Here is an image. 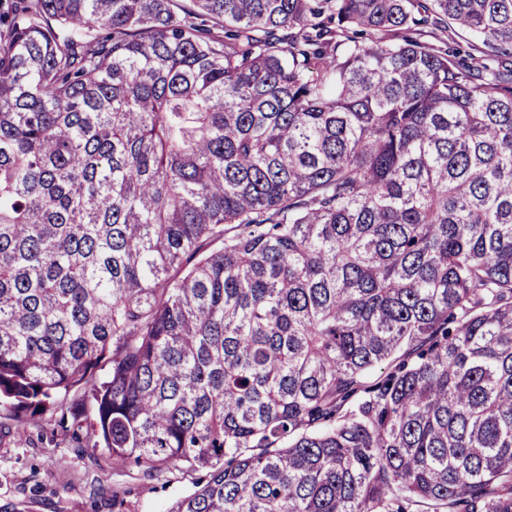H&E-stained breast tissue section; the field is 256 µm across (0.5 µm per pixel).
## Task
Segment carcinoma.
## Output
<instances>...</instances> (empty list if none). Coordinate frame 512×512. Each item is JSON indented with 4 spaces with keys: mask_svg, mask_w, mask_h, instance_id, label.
<instances>
[{
    "mask_svg": "<svg viewBox=\"0 0 512 512\" xmlns=\"http://www.w3.org/2000/svg\"><path fill=\"white\" fill-rule=\"evenodd\" d=\"M0 26L18 440L51 412L116 464L207 470L169 512H512V0H10Z\"/></svg>",
    "mask_w": 512,
    "mask_h": 512,
    "instance_id": "cac0c4a2",
    "label": "carcinoma"
}]
</instances>
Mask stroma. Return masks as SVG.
<instances>
[{"mask_svg":"<svg viewBox=\"0 0 512 512\" xmlns=\"http://www.w3.org/2000/svg\"><path fill=\"white\" fill-rule=\"evenodd\" d=\"M203 470L163 466L153 476L113 463L108 452L33 418L25 442L0 426V507L23 512H168L179 497L206 479ZM124 504L115 507L113 496Z\"/></svg>","mask_w":512,"mask_h":512,"instance_id":"35a3bbf8","label":"stroma"}]
</instances>
